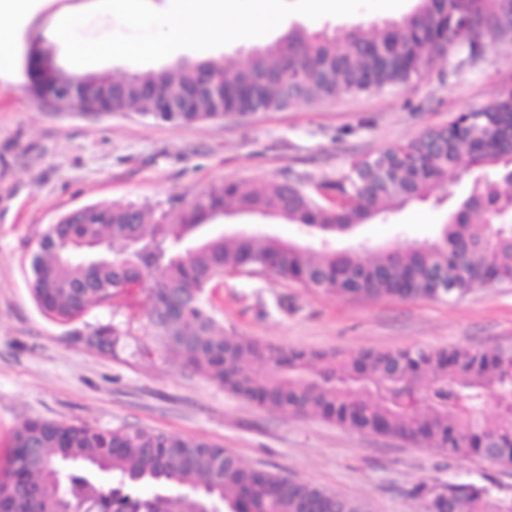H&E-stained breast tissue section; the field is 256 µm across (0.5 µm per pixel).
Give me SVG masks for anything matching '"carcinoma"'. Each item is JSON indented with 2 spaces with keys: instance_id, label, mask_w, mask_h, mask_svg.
<instances>
[{
  "instance_id": "carcinoma-1",
  "label": "carcinoma",
  "mask_w": 512,
  "mask_h": 512,
  "mask_svg": "<svg viewBox=\"0 0 512 512\" xmlns=\"http://www.w3.org/2000/svg\"><path fill=\"white\" fill-rule=\"evenodd\" d=\"M512 0H415L375 34L355 27L343 40L295 27L257 43L245 65L206 59L221 88L199 91L200 70L172 65L112 79L97 93L111 112L133 110L161 121L195 123L314 102L339 92L408 85L448 50L466 59L488 41H512L502 16ZM160 96L190 105L156 112ZM512 84L487 105L424 128L415 138L352 161L334 178L274 187L218 182L168 206L95 204L78 224L49 225L32 259L30 289L56 321L99 306L147 317L164 351L224 389L285 414L315 415L352 430L401 438L450 458L512 464V353L454 347L387 352L308 353L260 344L224 331L209 291L226 273L268 272L340 297L462 299L512 286ZM458 169L478 171L468 196L436 236L382 248L370 259L275 236L226 238L204 228L222 213L249 211L339 234L392 207L426 201ZM444 288L435 287L434 276ZM109 349L120 330L91 332ZM493 409H488L489 401ZM0 469V512H362L361 504L311 483L243 465L203 440L143 429H97L30 420L14 433ZM36 448L34 459L17 452ZM50 494L17 495V477ZM111 486L103 489L100 476ZM148 485L146 497L125 492ZM422 512H512V493L490 482L418 484Z\"/></svg>"
}]
</instances>
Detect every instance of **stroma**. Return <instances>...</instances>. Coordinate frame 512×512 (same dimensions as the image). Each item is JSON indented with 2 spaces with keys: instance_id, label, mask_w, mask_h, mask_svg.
Listing matches in <instances>:
<instances>
[{
  "instance_id": "stroma-1",
  "label": "stroma",
  "mask_w": 512,
  "mask_h": 512,
  "mask_svg": "<svg viewBox=\"0 0 512 512\" xmlns=\"http://www.w3.org/2000/svg\"><path fill=\"white\" fill-rule=\"evenodd\" d=\"M94 0H41L21 26L11 70L0 71V463L15 430L31 419L98 429L141 428L217 443L244 464L311 482L363 501L369 512H419V483L494 482L512 491V466L456 461L435 449L357 432L315 416L286 415L250 403L185 370L153 336L147 317L96 308L60 324L29 289L31 262L48 225L94 204H166L215 182L318 178L346 171L353 159L416 137L429 125L488 104L512 80V43L489 44L461 65L457 52L407 86L300 103L236 120L184 124L136 112L87 114L39 103L27 87L25 52L50 41L63 11ZM362 10L316 20L288 16L284 27H353L400 17ZM447 205L427 200L376 217L336 248L402 247L432 239ZM224 224L257 237L302 239L280 217L231 213ZM212 301L226 331L262 344L308 352L388 351L455 346L512 350V288L476 292L457 302L354 299L273 275H224ZM122 332L114 352L85 338L101 324Z\"/></svg>"
}]
</instances>
